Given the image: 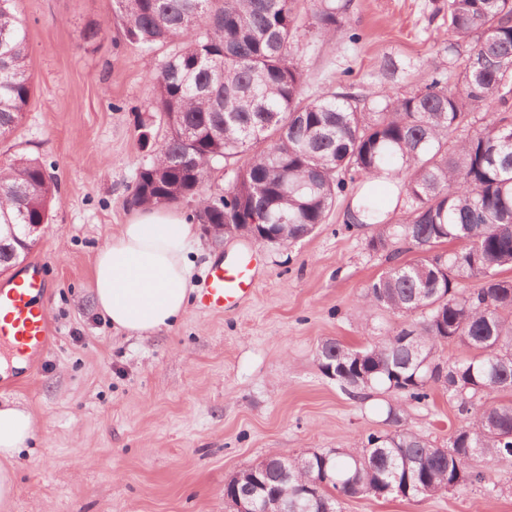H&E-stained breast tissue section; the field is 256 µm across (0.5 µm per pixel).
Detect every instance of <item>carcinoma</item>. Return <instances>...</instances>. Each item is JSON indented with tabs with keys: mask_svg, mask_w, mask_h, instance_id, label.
Masks as SVG:
<instances>
[{
	"mask_svg": "<svg viewBox=\"0 0 512 512\" xmlns=\"http://www.w3.org/2000/svg\"><path fill=\"white\" fill-rule=\"evenodd\" d=\"M125 37L153 51H174L148 68L165 134L141 169L137 207L173 205L169 187L195 199L194 220L261 224L293 243L311 235L337 200L357 194L371 249L396 262L372 280L358 304L404 318L361 348L335 339L318 346L348 395L388 396L379 434L328 456L336 482L301 498L295 487L319 470L308 450L267 481L288 512H343L354 488L397 489L403 498L434 496L462 482H486L471 466L512 457V0H448V61L412 91H355L325 85L304 93L295 62L303 17L331 40L350 37L351 0H114ZM17 0H0V137L20 124L33 82L27 26ZM459 88L448 86V69ZM496 104V110L478 116ZM234 165L233 181L202 192L211 168ZM56 181L36 159L0 169V224L34 243L26 225L49 219ZM388 189L404 202L397 222L373 197ZM445 243L456 248L442 249ZM473 279L480 287L468 288ZM414 336L410 351L397 343ZM460 354L444 358L446 347ZM438 389L467 424L437 448L407 427V407Z\"/></svg>",
	"mask_w": 512,
	"mask_h": 512,
	"instance_id": "cac0c4a2",
	"label": "carcinoma"
}]
</instances>
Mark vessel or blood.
Here are the masks:
<instances>
[{
    "label": "vessel or blood",
    "mask_w": 512,
    "mask_h": 512,
    "mask_svg": "<svg viewBox=\"0 0 512 512\" xmlns=\"http://www.w3.org/2000/svg\"><path fill=\"white\" fill-rule=\"evenodd\" d=\"M253 274L248 260L227 263L215 259L201 289L200 302L208 310L221 312L237 306L251 293ZM52 294V283L41 262L0 285V348L15 349L25 356L19 378L31 379L41 365L42 355L55 341L54 330L44 306Z\"/></svg>",
    "instance_id": "vessel-or-blood-1"
}]
</instances>
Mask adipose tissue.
Returning a JSON list of instances; mask_svg holds the SVG:
<instances>
[{"label":"adipose tissue","mask_w":512,"mask_h":512,"mask_svg":"<svg viewBox=\"0 0 512 512\" xmlns=\"http://www.w3.org/2000/svg\"><path fill=\"white\" fill-rule=\"evenodd\" d=\"M198 228L170 206L136 209L129 223L97 252L91 288L96 310L114 329L144 337L171 328L191 301L190 247ZM36 416L16 402L0 404V512L11 502L15 473L8 463L35 433Z\"/></svg>","instance_id":"ef3b65f1"}]
</instances>
